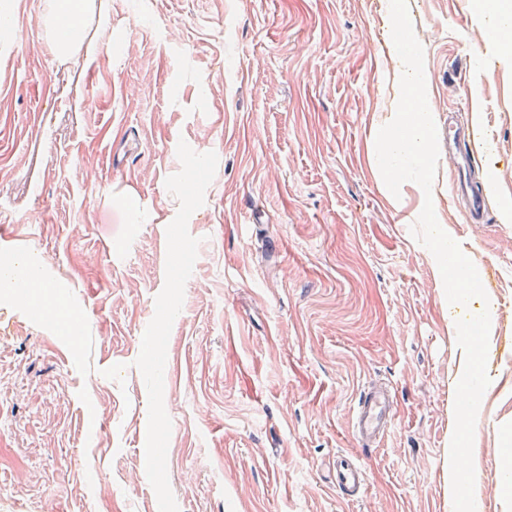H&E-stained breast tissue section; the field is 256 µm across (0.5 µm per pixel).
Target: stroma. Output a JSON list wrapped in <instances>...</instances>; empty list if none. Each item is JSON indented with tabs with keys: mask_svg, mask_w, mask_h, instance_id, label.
<instances>
[{
	"mask_svg": "<svg viewBox=\"0 0 512 512\" xmlns=\"http://www.w3.org/2000/svg\"><path fill=\"white\" fill-rule=\"evenodd\" d=\"M436 124L471 113L485 223L440 226L488 289L480 512L512 435V67L477 0H408ZM57 51L51 0H0V256L36 264L80 339L0 296V512H451L444 452L463 372L437 262L375 138L402 69L389 0H84ZM476 57L467 56L464 46ZM139 157L113 151L128 129ZM390 431L362 447L361 390ZM165 452L154 463L150 451ZM362 463L344 499L336 458ZM392 406V394L386 385L364 389L352 420L353 432L363 447H372L387 433L393 419Z\"/></svg>",
	"mask_w": 512,
	"mask_h": 512,
	"instance_id": "obj_1",
	"label": "stroma"
}]
</instances>
